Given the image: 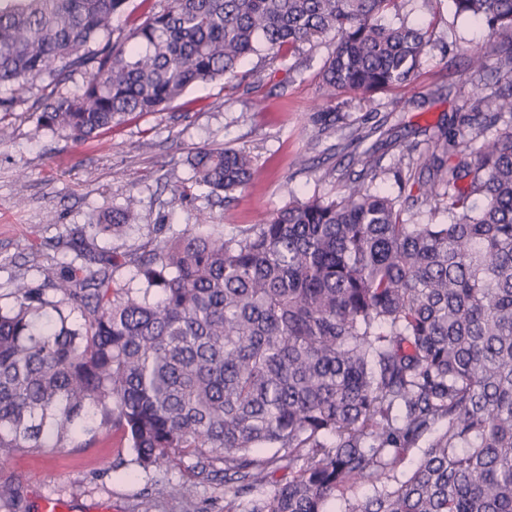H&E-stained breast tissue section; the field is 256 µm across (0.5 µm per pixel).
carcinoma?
Wrapping results in <instances>:
<instances>
[{
    "instance_id": "obj_1",
    "label": "carcinoma",
    "mask_w": 512,
    "mask_h": 512,
    "mask_svg": "<svg viewBox=\"0 0 512 512\" xmlns=\"http://www.w3.org/2000/svg\"><path fill=\"white\" fill-rule=\"evenodd\" d=\"M148 2L113 39L128 0H0V123L37 79L36 126L81 142L191 86H240L239 64L263 48L337 35L321 71L333 94L402 85L429 48L384 22L403 0ZM451 2L509 41L470 138L445 133L421 199L405 198H447L448 223L409 224L399 198L354 181L227 239L88 249L136 219L128 205L71 229L73 258L0 307V457L115 430L127 448L111 469L192 459L196 476L224 475V512L280 470L292 479L246 512H327L356 485L374 494L343 512H512V0ZM190 166L217 196L259 173L231 148ZM124 265L140 287L117 285Z\"/></svg>"
}]
</instances>
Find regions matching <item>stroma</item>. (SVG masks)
I'll list each match as a JSON object with an SVG mask.
<instances>
[{
	"instance_id": "stroma-1",
	"label": "stroma",
	"mask_w": 512,
	"mask_h": 512,
	"mask_svg": "<svg viewBox=\"0 0 512 512\" xmlns=\"http://www.w3.org/2000/svg\"><path fill=\"white\" fill-rule=\"evenodd\" d=\"M401 18L424 27L429 51L406 84L370 98L350 91L327 95L321 70L336 41L301 45L279 55H252L240 66L247 86L221 82L188 89L162 112L132 114L101 137L81 144L37 129L31 83L0 126V307L12 304L14 285L40 283L39 268L60 262L71 228L97 223L112 208L133 205L139 219L118 238L98 246L123 254L151 239L181 236L193 224L228 237L296 199L339 198L362 170L361 149L378 164L373 190L398 194L411 188L422 165L437 153L442 134L470 129L458 115L471 112L483 93L472 80L470 60L489 52L498 37L486 26L455 16L450 0H404ZM364 134L362 145L352 137ZM200 147L244 149L261 170L258 179L226 201L188 183L190 155ZM124 443L100 435L90 448H44L0 457V476L19 490L0 512H39L41 498L90 512H224V479L192 481L190 460L148 473L108 468Z\"/></svg>"
}]
</instances>
